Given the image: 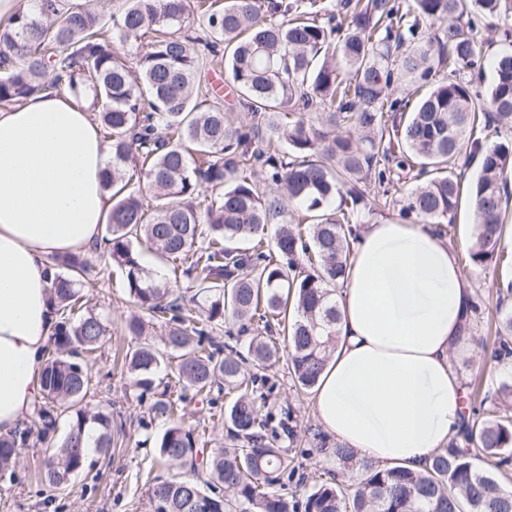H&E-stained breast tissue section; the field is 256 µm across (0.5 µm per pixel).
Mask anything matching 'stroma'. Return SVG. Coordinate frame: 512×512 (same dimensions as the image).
Listing matches in <instances>:
<instances>
[{"label":"stroma","instance_id":"1","mask_svg":"<svg viewBox=\"0 0 512 512\" xmlns=\"http://www.w3.org/2000/svg\"><path fill=\"white\" fill-rule=\"evenodd\" d=\"M462 274L479 292L486 318L496 319L498 308L512 309V296L500 294L496 287L501 270L495 264L466 267ZM86 297L89 308L101 313L109 327L102 352L91 363L94 385L86 400L93 406L111 408L112 446L105 454L89 450L84 468L71 476L65 487L56 488L41 477L47 456L46 444L31 441L19 449L12 470L0 476V512H152L148 475L164 471L178 478L197 475L196 470L187 465L177 464L164 470L158 464L152 439L165 431L166 419H152L146 429L141 426L148 406L138 402V392L122 367L125 353L137 346L136 340L126 335L124 324L138 309L129 297L121 274H101L96 287L87 291ZM472 350V356L458 365L465 378L480 377L485 389L490 391L496 390L503 381H512V371L501 369L481 343H474ZM256 372L273 382V402L294 408L301 431L292 453L304 473L317 478L331 468L332 463L324 454L316 452L310 442L313 431L320 428L311 392L295 389L286 364L260 366ZM230 400V395L223 394L215 403H194L187 408L183 424L193 429L207 448L232 443L224 422Z\"/></svg>","mask_w":512,"mask_h":512}]
</instances>
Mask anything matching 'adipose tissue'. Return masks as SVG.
<instances>
[{"instance_id": "adipose-tissue-1", "label": "adipose tissue", "mask_w": 512, "mask_h": 512, "mask_svg": "<svg viewBox=\"0 0 512 512\" xmlns=\"http://www.w3.org/2000/svg\"><path fill=\"white\" fill-rule=\"evenodd\" d=\"M112 151L85 105L51 92L0 110V434L41 396L55 325L51 259L99 239ZM475 290L434 225L364 227L336 291L338 345L313 394L322 430L420 471L458 435Z\"/></svg>"}]
</instances>
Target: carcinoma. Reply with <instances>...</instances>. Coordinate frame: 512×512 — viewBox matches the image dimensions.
<instances>
[{"instance_id": "obj_1", "label": "carcinoma", "mask_w": 512, "mask_h": 512, "mask_svg": "<svg viewBox=\"0 0 512 512\" xmlns=\"http://www.w3.org/2000/svg\"><path fill=\"white\" fill-rule=\"evenodd\" d=\"M470 6L512 38V0H415L402 14L395 0H347L339 15L324 0H122L108 19L87 4L64 10L60 0H28L0 26V62H9L0 70V105L45 91L90 97L112 150L105 178L112 205L101 247L91 252L121 270L142 312L126 321L128 335H146L150 321L167 327L163 348L145 341L125 356L138 398L154 389L167 357L180 359V394L174 399L165 388L149 407L170 422L156 440L159 459H193L198 440L182 425L183 405L225 389L234 394L225 418L237 444L212 449L203 478L155 477L154 512H512V490L480 465L512 463V416L501 411L512 383L465 408L461 439L422 472L378 465L319 437L318 449L339 472L297 500L282 489L307 476L279 445L297 436L294 411L270 407L267 379L249 371L254 362H279L278 344L255 337L243 354L210 335L226 319L242 333L262 324L267 335L287 338L294 384L313 389L336 349L334 294L359 225L391 205L442 235L462 202H473L465 262L507 260L512 51L493 59L492 85L479 97L469 73L484 69L485 52ZM128 41L132 63L114 47ZM221 57L240 111L235 122L207 102V74ZM434 57L446 67L440 78ZM416 84L428 90L391 97ZM256 169L274 190L247 177ZM411 172L421 183L408 189L401 179ZM362 180L381 190L370 203ZM143 184L153 192L151 208ZM274 220L280 228L269 239ZM146 247L188 263L193 293L178 294L150 272ZM51 266L59 321L42 364L41 398L31 423L0 435V473L17 449L34 435L47 440L63 418L67 433L45 462L47 481L61 488L88 449L112 447V413L85 402L93 375L84 355L108 332L92 310L74 317L81 291L96 284L91 255L70 253ZM495 337L492 356H512V312L500 316ZM353 470L358 483L339 479Z\"/></svg>"}]
</instances>
